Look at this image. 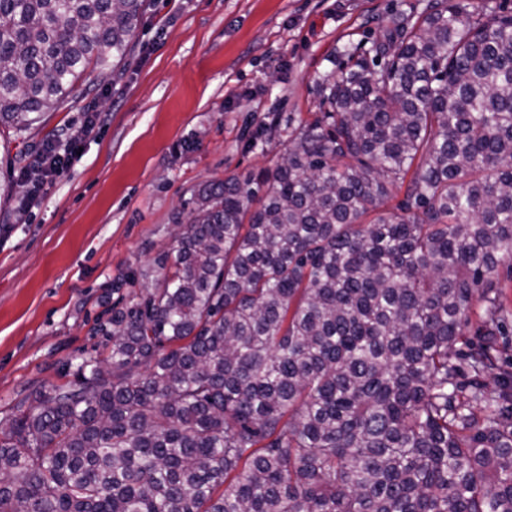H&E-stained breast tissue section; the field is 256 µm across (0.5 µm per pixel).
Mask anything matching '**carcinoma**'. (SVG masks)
Listing matches in <instances>:
<instances>
[{"label":"carcinoma","instance_id":"obj_1","mask_svg":"<svg viewBox=\"0 0 512 512\" xmlns=\"http://www.w3.org/2000/svg\"><path fill=\"white\" fill-rule=\"evenodd\" d=\"M143 10L0 0V134L120 82ZM339 71L274 169L192 192L107 356L0 417V512H512V11L430 0Z\"/></svg>","mask_w":512,"mask_h":512}]
</instances>
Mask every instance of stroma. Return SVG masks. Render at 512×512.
I'll list each match as a JSON object with an SVG mask.
<instances>
[{
	"label": "stroma",
	"instance_id": "35a3bbf8",
	"mask_svg": "<svg viewBox=\"0 0 512 512\" xmlns=\"http://www.w3.org/2000/svg\"><path fill=\"white\" fill-rule=\"evenodd\" d=\"M428 0H146L118 84L85 73L31 137L100 112L99 134L40 200L0 210V417L37 388L73 381L113 306L143 292L175 215L200 184L274 167L321 107L345 50Z\"/></svg>",
	"mask_w": 512,
	"mask_h": 512
}]
</instances>
